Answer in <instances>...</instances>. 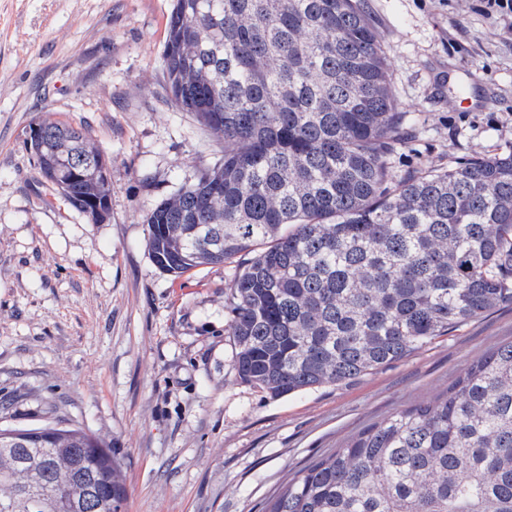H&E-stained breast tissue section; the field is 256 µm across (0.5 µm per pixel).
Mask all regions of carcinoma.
<instances>
[{
    "label": "carcinoma",
    "mask_w": 512,
    "mask_h": 512,
    "mask_svg": "<svg viewBox=\"0 0 512 512\" xmlns=\"http://www.w3.org/2000/svg\"><path fill=\"white\" fill-rule=\"evenodd\" d=\"M163 63L224 152L146 214L147 247L175 279L251 254L230 288L241 380L347 385L512 302V152L397 175L406 113L363 0H173ZM35 125L43 178L97 223L112 159L83 124ZM27 432L0 447V512L24 489L25 512H123L100 438ZM78 470L107 492L76 508ZM266 512H512V342L299 470Z\"/></svg>",
    "instance_id": "obj_1"
}]
</instances>
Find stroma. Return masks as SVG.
<instances>
[{
	"mask_svg": "<svg viewBox=\"0 0 512 512\" xmlns=\"http://www.w3.org/2000/svg\"><path fill=\"white\" fill-rule=\"evenodd\" d=\"M412 137L397 173L512 150V26L476 0H364ZM172 0H0V428L100 437L124 512H264L289 479L366 426L442 393L512 341V303L347 385L283 398L240 380L228 332L236 261L175 279L145 215L216 146L172 104ZM45 111L112 160L99 224L50 201L26 149Z\"/></svg>",
	"mask_w": 512,
	"mask_h": 512,
	"instance_id": "1",
	"label": "stroma"
}]
</instances>
